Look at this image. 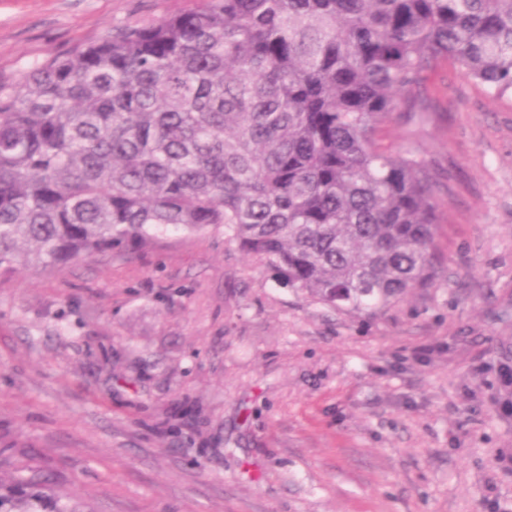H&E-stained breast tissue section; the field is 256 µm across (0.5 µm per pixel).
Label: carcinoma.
<instances>
[{"mask_svg":"<svg viewBox=\"0 0 512 512\" xmlns=\"http://www.w3.org/2000/svg\"><path fill=\"white\" fill-rule=\"evenodd\" d=\"M442 62L512 93V0H203L54 56L0 85V271L222 224L339 311L433 288L436 172L379 133L425 121Z\"/></svg>","mask_w":512,"mask_h":512,"instance_id":"carcinoma-1","label":"carcinoma"}]
</instances>
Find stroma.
I'll use <instances>...</instances> for the list:
<instances>
[{
	"label": "stroma",
	"mask_w": 512,
	"mask_h": 512,
	"mask_svg": "<svg viewBox=\"0 0 512 512\" xmlns=\"http://www.w3.org/2000/svg\"><path fill=\"white\" fill-rule=\"evenodd\" d=\"M199 0H0V85ZM437 286L378 315L279 284L223 227L0 272V484L85 512H488L512 503V94L430 75Z\"/></svg>",
	"instance_id": "35a3bbf8"
}]
</instances>
